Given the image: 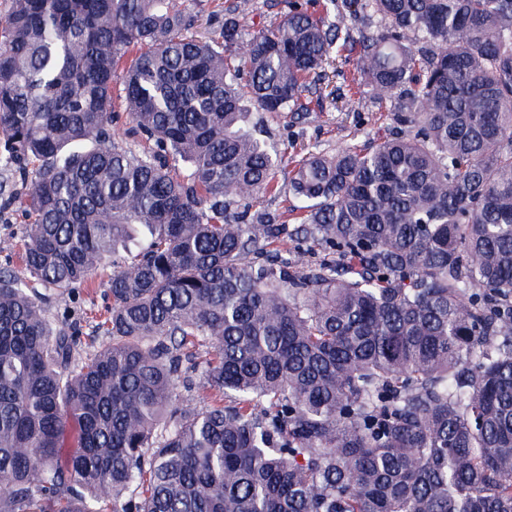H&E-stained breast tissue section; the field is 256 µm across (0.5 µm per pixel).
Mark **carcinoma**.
I'll list each match as a JSON object with an SVG mask.
<instances>
[{"instance_id": "carcinoma-1", "label": "carcinoma", "mask_w": 512, "mask_h": 512, "mask_svg": "<svg viewBox=\"0 0 512 512\" xmlns=\"http://www.w3.org/2000/svg\"><path fill=\"white\" fill-rule=\"evenodd\" d=\"M350 3L242 54L248 0L211 41L182 0L0 15V512H512V0ZM344 50L395 132L298 161L290 233L240 87L297 111ZM108 253L86 351L39 288ZM25 192L21 182L12 176L0 174V202L12 196L15 202L7 209L0 211V238L12 236L21 239L24 231V219L19 209L18 198Z\"/></svg>"}]
</instances>
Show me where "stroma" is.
Instances as JSON below:
<instances>
[{"label": "stroma", "mask_w": 512, "mask_h": 512, "mask_svg": "<svg viewBox=\"0 0 512 512\" xmlns=\"http://www.w3.org/2000/svg\"><path fill=\"white\" fill-rule=\"evenodd\" d=\"M288 11V0H252L251 7L240 14L239 23L246 35H253L276 27ZM352 62L337 60L326 66L316 82L318 93L324 94L322 105L313 106L306 113L294 112H250L248 124L257 130L260 138L280 151L285 160L284 173L276 180L281 192L265 196L263 207L276 215L278 223L292 225L296 215L291 207L294 203L288 193L286 172L292 169L308 150L319 149L327 153L352 144H363L365 132H386L387 102L370 96L360 111H348L345 96L353 84ZM105 281H97L90 287L68 296H49L45 307L50 318H67L76 324L81 341L89 348L103 344L104 339L95 331L97 317L108 300Z\"/></svg>", "instance_id": "1"}]
</instances>
